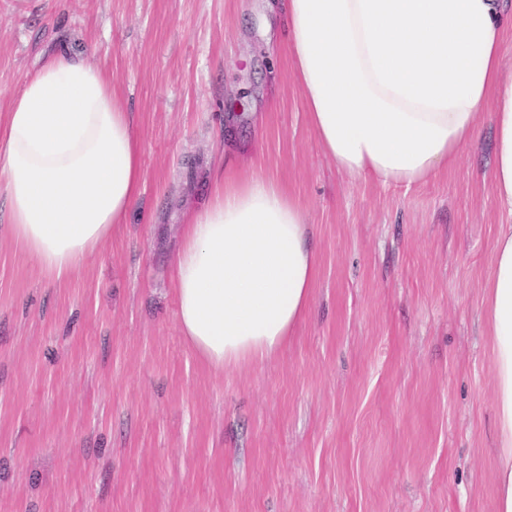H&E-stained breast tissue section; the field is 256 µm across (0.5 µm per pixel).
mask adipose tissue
Segmentation results:
<instances>
[{
    "instance_id": "obj_1",
    "label": "adipose tissue",
    "mask_w": 512,
    "mask_h": 512,
    "mask_svg": "<svg viewBox=\"0 0 512 512\" xmlns=\"http://www.w3.org/2000/svg\"><path fill=\"white\" fill-rule=\"evenodd\" d=\"M296 83L325 156L412 187L453 165L490 110L493 178L512 214V75L503 0H281ZM142 143L102 64L62 49L28 71L0 122L8 231L58 281L76 275L142 193ZM171 256L178 329L210 368L274 358L319 273L307 211L278 181L215 182ZM481 320L491 342L496 512H512V222L500 225Z\"/></svg>"
}]
</instances>
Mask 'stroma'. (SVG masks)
Returning a JSON list of instances; mask_svg holds the SVG:
<instances>
[{
	"label": "stroma",
	"mask_w": 512,
	"mask_h": 512,
	"mask_svg": "<svg viewBox=\"0 0 512 512\" xmlns=\"http://www.w3.org/2000/svg\"><path fill=\"white\" fill-rule=\"evenodd\" d=\"M269 0H0V120L25 74L98 48L143 193L69 283L9 236L0 188V512H495L494 132L405 188L323 153ZM307 210L313 301L270 361L184 343L168 261L217 177Z\"/></svg>",
	"instance_id": "35a3bbf8"
}]
</instances>
